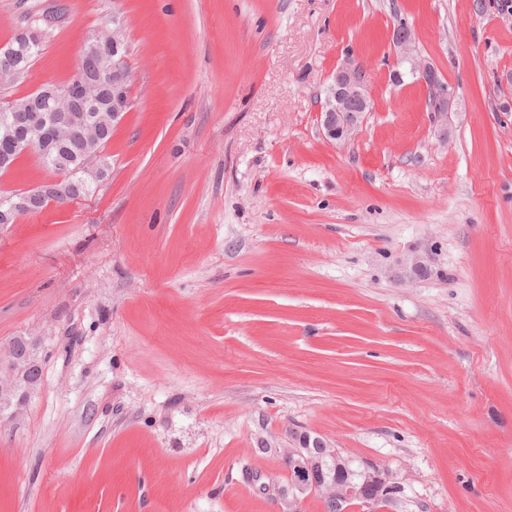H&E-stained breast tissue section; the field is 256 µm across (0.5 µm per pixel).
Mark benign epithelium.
I'll return each mask as SVG.
<instances>
[{"label":"benign epithelium","instance_id":"1","mask_svg":"<svg viewBox=\"0 0 512 512\" xmlns=\"http://www.w3.org/2000/svg\"><path fill=\"white\" fill-rule=\"evenodd\" d=\"M112 35L94 36L87 42V48L98 59L108 63L103 69L107 80L94 83L89 78L84 61H79L68 80L63 84H50L39 88L40 95L46 102L47 111H34L27 100L20 97H3L0 99V112H10L22 121H10L0 126V140L6 142L5 154L0 156V163L8 167L35 147L47 153L50 149L70 137L71 130L63 127L58 114L66 111L70 101L80 98L93 105L102 93L108 95L111 102L112 123L116 124L122 114L129 110V85L126 61L127 43L114 19ZM44 35L42 30H34L28 36L0 45V59L8 63L13 76H20L25 70V58L20 46L36 41ZM392 45L402 60L410 63V73L420 81L433 98L431 108L434 120L441 121L447 116L448 84L439 79L434 65L421 59L416 49L415 35L405 23L394 26ZM370 95L366 73L363 69L345 65L336 69L331 85L327 90L325 101L319 114L326 139L339 141L349 137L358 127L361 115L369 111ZM38 197L42 206L61 204L79 196L78 184L63 174L59 178L42 183L24 192L13 193L0 200V214L7 216L28 209L32 197ZM12 357L18 362L26 363L25 377L29 383L39 381L41 372L38 366L26 362L27 348L23 343L13 346ZM295 447L288 449V457L294 461L298 478L290 481L293 493L288 499L291 512H299L300 495L308 492L324 496L326 509L330 512H380L377 496L395 500L402 492V484L379 468L366 464L364 470L369 479L364 482H349L338 469L327 472L313 470L307 464V452L313 448L327 449L328 443L321 436L293 434Z\"/></svg>","mask_w":512,"mask_h":512}]
</instances>
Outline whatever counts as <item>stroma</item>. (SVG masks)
I'll list each match as a JSON object with an SVG mask.
<instances>
[{
    "instance_id": "obj_1",
    "label": "stroma",
    "mask_w": 512,
    "mask_h": 512,
    "mask_svg": "<svg viewBox=\"0 0 512 512\" xmlns=\"http://www.w3.org/2000/svg\"><path fill=\"white\" fill-rule=\"evenodd\" d=\"M53 13L11 94L117 20L130 109L93 194L0 224V512H284L292 431L397 478L384 512H512L506 0H0V44ZM346 63L371 108L330 143ZM391 40L402 60L410 63V73L424 85L427 98H433L434 104L430 112H433L434 120H443L448 112V84L439 79L434 65L421 59L416 49L414 32L406 23L394 26Z\"/></svg>"
}]
</instances>
